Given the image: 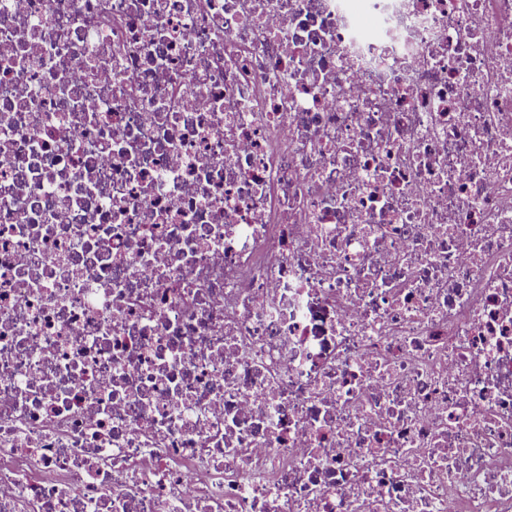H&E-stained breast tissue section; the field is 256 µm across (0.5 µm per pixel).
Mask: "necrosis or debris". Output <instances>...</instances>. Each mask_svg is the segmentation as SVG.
I'll return each mask as SVG.
<instances>
[{"label": "necrosis or debris", "instance_id": "4bbe7bcc", "mask_svg": "<svg viewBox=\"0 0 512 512\" xmlns=\"http://www.w3.org/2000/svg\"><path fill=\"white\" fill-rule=\"evenodd\" d=\"M0 512H512V0H0Z\"/></svg>", "mask_w": 512, "mask_h": 512}]
</instances>
